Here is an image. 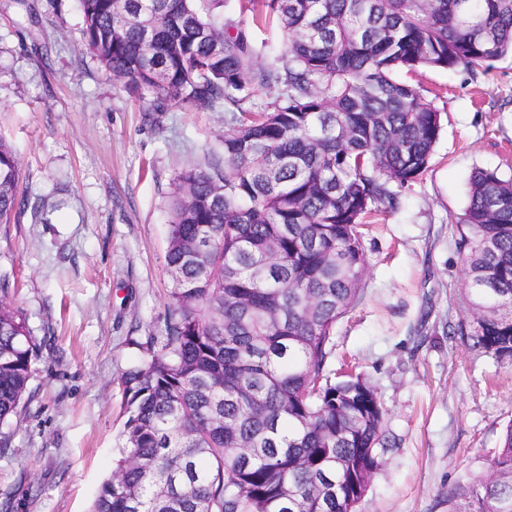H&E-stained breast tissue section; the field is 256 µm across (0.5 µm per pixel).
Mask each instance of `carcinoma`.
Returning <instances> with one entry per match:
<instances>
[{
	"mask_svg": "<svg viewBox=\"0 0 512 512\" xmlns=\"http://www.w3.org/2000/svg\"><path fill=\"white\" fill-rule=\"evenodd\" d=\"M86 45L155 112L224 107V158L179 176L165 334L124 373L121 457L93 512H350L383 414L331 380L357 302L360 226L429 169L440 112L398 72L512 52V0H250L285 46L259 66L246 30L197 0H78ZM259 89L277 96L264 107ZM0 141V224L25 206ZM460 239L470 345L512 360V179L470 178ZM41 343L0 281V424L20 416ZM464 512H512V423Z\"/></svg>",
	"mask_w": 512,
	"mask_h": 512,
	"instance_id": "obj_1",
	"label": "carcinoma"
}]
</instances>
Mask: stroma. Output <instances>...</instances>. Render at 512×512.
<instances>
[{"instance_id": "stroma-1", "label": "stroma", "mask_w": 512, "mask_h": 512, "mask_svg": "<svg viewBox=\"0 0 512 512\" xmlns=\"http://www.w3.org/2000/svg\"><path fill=\"white\" fill-rule=\"evenodd\" d=\"M269 63L278 32L224 0ZM405 79L440 112L421 180L362 226L366 268L331 367L373 387L384 446L356 512H451L512 422V362L457 331L467 282L457 222L476 169L512 177V56ZM221 109L148 111L86 48L76 0H0V140L28 209L0 229V276L42 344L18 420L0 426L8 512H90L126 416L122 376L162 335L172 288L168 202L181 172L223 157Z\"/></svg>"}]
</instances>
